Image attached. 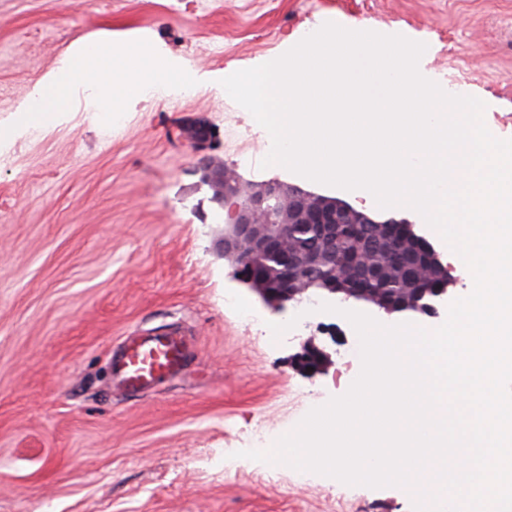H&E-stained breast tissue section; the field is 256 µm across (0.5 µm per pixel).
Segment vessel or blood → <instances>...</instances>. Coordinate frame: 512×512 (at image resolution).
Segmentation results:
<instances>
[{
    "label": "vessel or blood",
    "mask_w": 512,
    "mask_h": 512,
    "mask_svg": "<svg viewBox=\"0 0 512 512\" xmlns=\"http://www.w3.org/2000/svg\"><path fill=\"white\" fill-rule=\"evenodd\" d=\"M189 344L176 330L127 339L112 356V375L123 391L139 395L158 382L183 372Z\"/></svg>",
    "instance_id": "1"
}]
</instances>
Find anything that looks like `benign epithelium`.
Instances as JSON below:
<instances>
[{"label": "benign epithelium", "instance_id": "benign-epithelium-1", "mask_svg": "<svg viewBox=\"0 0 512 512\" xmlns=\"http://www.w3.org/2000/svg\"><path fill=\"white\" fill-rule=\"evenodd\" d=\"M198 168L213 192L212 200L228 208L224 233L214 241L216 253L235 267L237 280L274 311L311 294L323 300L370 304L387 316L432 317L438 315L437 304L454 285L448 279V264L411 224L386 221L385 247L406 250L407 261L379 265L363 242L350 251L336 246V226L367 224L369 214L291 183L245 186L235 173L211 158L201 159ZM301 225H317L323 235L312 247L291 251L288 239ZM419 259L433 270L431 280L420 286L411 274V262ZM386 279L401 280L405 288L390 296L377 287ZM293 361L299 370L315 375L324 370L330 355L310 338Z\"/></svg>", "mask_w": 512, "mask_h": 512}]
</instances>
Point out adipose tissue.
Wrapping results in <instances>:
<instances>
[{"mask_svg": "<svg viewBox=\"0 0 512 512\" xmlns=\"http://www.w3.org/2000/svg\"><path fill=\"white\" fill-rule=\"evenodd\" d=\"M176 79L187 85L197 82L188 66L173 62L154 51L131 52L126 44L100 43L96 39L79 42L55 72L47 74L35 87V107H22L24 118L39 122L53 119L65 111L71 89H90L101 109L109 111L112 95L124 89L137 92L140 85Z\"/></svg>", "mask_w": 512, "mask_h": 512, "instance_id": "adipose-tissue-1", "label": "adipose tissue"}]
</instances>
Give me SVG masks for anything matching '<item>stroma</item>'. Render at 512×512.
Segmentation results:
<instances>
[{
	"label": "stroma",
	"instance_id": "1",
	"mask_svg": "<svg viewBox=\"0 0 512 512\" xmlns=\"http://www.w3.org/2000/svg\"><path fill=\"white\" fill-rule=\"evenodd\" d=\"M325 20L427 43L422 75L482 100L487 128L512 138V0H0V512H414L396 486L242 456L347 392L358 337L340 315L308 301L274 311L236 280L213 249L226 212L200 155L247 184L407 220L450 251L412 209L262 167L271 137L220 81ZM85 37H139L190 62L194 98L125 99L113 120L84 111L79 88L37 137L19 131L27 88ZM199 126L213 135L197 144ZM289 321L274 338L270 324ZM171 329L194 343L185 372L140 396L115 388L113 348ZM309 338L331 356L323 373L291 362Z\"/></svg>",
	"mask_w": 512,
	"mask_h": 512
}]
</instances>
